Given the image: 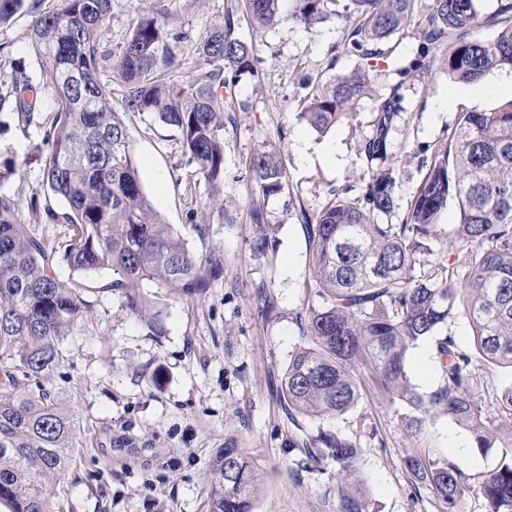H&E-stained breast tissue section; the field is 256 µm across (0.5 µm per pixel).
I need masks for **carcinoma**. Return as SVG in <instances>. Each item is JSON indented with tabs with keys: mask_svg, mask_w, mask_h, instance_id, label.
<instances>
[{
	"mask_svg": "<svg viewBox=\"0 0 512 512\" xmlns=\"http://www.w3.org/2000/svg\"><path fill=\"white\" fill-rule=\"evenodd\" d=\"M26 0H0V25L19 14ZM31 40L42 83L57 108L45 134L49 157L43 170L46 191L63 210L44 209L52 224L70 226L71 236L57 254L45 236L18 221V204L0 191V367L12 378L53 368L65 336L89 310L85 295L91 276H115L103 291L121 298L129 314L146 317L150 299L143 284L170 288L189 300L206 295L224 274V254L199 258L164 223L144 193L129 152L124 115L148 114L175 128L188 162L203 176L211 195L224 181V114L237 111L234 89L244 75H255L253 44L239 34L241 22L271 28L281 19V0H239L227 8L221 25L196 43L195 67L176 83L170 73L182 67L169 44L167 18L151 10L133 23L114 53L105 48V22L112 0H57L38 11ZM290 18L313 29L340 0H295ZM416 0H347L349 25L342 46L366 58L374 46L404 29ZM500 26L489 40L480 30ZM422 35L437 49L453 82L475 84L488 72L512 68V2L486 15L479 0H431ZM123 87L122 109L112 106L106 85ZM32 87L21 71L0 86V106ZM308 89L298 117L324 133L370 95L371 71L357 69L323 81L303 79ZM397 100L378 106L376 132L359 150L367 160L386 162ZM249 179L264 196L286 184L281 152L262 150L248 165ZM395 170L372 172L362 195L332 194L311 214L299 208L312 256L318 303L295 314L303 343L290 355L281 397L288 415L335 417L353 409L372 380L415 411L404 417L412 434L425 416L441 410L465 425L476 447L502 448L497 467L472 475L457 461L408 456L404 466L414 490L430 489L447 512L477 482L488 512H512V386L502 392L497 416L488 417L478 395V364L512 368V100L491 112H463L445 145L437 147L406 218L384 224L394 205ZM456 203L459 224L457 261L433 262L439 239L436 218ZM70 271L66 280L58 264ZM469 319L479 357L461 352L451 334L439 335L458 309ZM436 338L440 385L423 396L410 383L407 355L419 341ZM71 417L48 394L19 392L0 385V504L9 512H53L54 485L74 448ZM383 443L376 422L358 421L355 437L318 430L305 443L306 464L336 465L345 477L356 473L363 445ZM259 490L254 466L241 448L225 446L211 462L206 512H253ZM336 512H368L365 497L344 492Z\"/></svg>",
	"mask_w": 512,
	"mask_h": 512,
	"instance_id": "1",
	"label": "carcinoma"
}]
</instances>
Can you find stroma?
<instances>
[{
  "instance_id": "1",
  "label": "stroma",
  "mask_w": 512,
  "mask_h": 512,
  "mask_svg": "<svg viewBox=\"0 0 512 512\" xmlns=\"http://www.w3.org/2000/svg\"><path fill=\"white\" fill-rule=\"evenodd\" d=\"M231 2L113 0L106 39L119 46L142 11L160 9L179 36L173 48L189 70L196 42L222 24ZM293 8L292 0H284V19L274 28L240 29L255 47L259 76H243L235 89L241 109L224 123V187L218 198L210 197L204 178L188 163L174 128L149 117L126 118L130 153L154 209L194 255L222 252L224 275L195 301L159 289L149 312L157 324L153 331L122 310L118 296L88 294L90 312L63 341L53 369L18 377L21 389L50 394L76 425L56 512H205L209 462L227 442L253 460L260 484L253 512H336L344 480L332 464L321 471L304 468L301 447L321 429L353 435L364 414L377 422L383 439L364 449L352 483L369 512H445L433 492L413 490L403 463L408 455L449 457L472 474L489 473L498 463L496 452L476 448L468 429L441 412H432L420 434L408 435L402 421L407 406L378 389L343 415L292 424L280 386L288 359L302 342L294 315L310 300L305 284L313 275L308 242L289 203L313 213L331 190L363 193L370 166L358 144L374 131L379 97L395 92L401 110L390 132V164L399 179L387 221L402 223L435 148L451 138L460 113L489 112L500 104L494 90L512 69L493 70L477 86L449 81L436 66L421 80L400 75L423 48L422 16L416 12L376 59L375 96L319 133L298 117L305 94L301 78H326L368 62L340 48L345 18L330 17L310 30L292 20ZM32 19L26 11L0 26L1 82L18 69L40 74L28 38ZM449 97L450 111H431L434 101ZM24 99L39 108L38 124H23L13 104L0 107V174L7 177L0 190L18 201L21 223L59 247L70 232L66 225L46 223L42 183L48 156L43 138L55 105L37 83ZM273 148L284 154L288 190L263 203L273 230L262 251L255 246L247 173L254 153ZM265 293L275 299L278 317L259 314ZM407 368L418 392L436 389L435 340L411 349Z\"/></svg>"
}]
</instances>
